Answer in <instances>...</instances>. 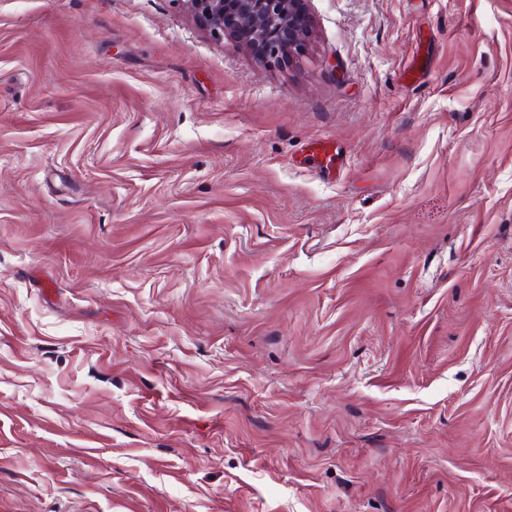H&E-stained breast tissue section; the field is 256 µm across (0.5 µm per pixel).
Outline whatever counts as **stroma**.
I'll list each match as a JSON object with an SVG mask.
<instances>
[{"mask_svg": "<svg viewBox=\"0 0 512 512\" xmlns=\"http://www.w3.org/2000/svg\"><path fill=\"white\" fill-rule=\"evenodd\" d=\"M308 9L0 0V512H512V0ZM307 0H181L210 35L231 37L266 63L302 54L312 34Z\"/></svg>", "mask_w": 512, "mask_h": 512, "instance_id": "1", "label": "stroma"}]
</instances>
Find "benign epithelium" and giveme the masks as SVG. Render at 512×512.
Returning <instances> with one entry per match:
<instances>
[{"mask_svg":"<svg viewBox=\"0 0 512 512\" xmlns=\"http://www.w3.org/2000/svg\"><path fill=\"white\" fill-rule=\"evenodd\" d=\"M210 35L254 50L266 63L302 54L312 34L305 0H181Z\"/></svg>","mask_w":512,"mask_h":512,"instance_id":"obj_1","label":"benign epithelium"}]
</instances>
